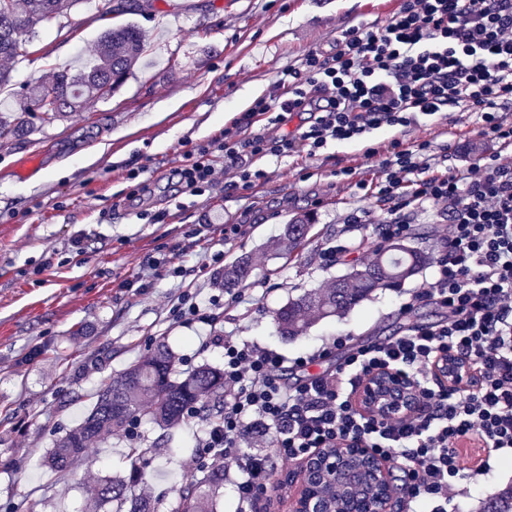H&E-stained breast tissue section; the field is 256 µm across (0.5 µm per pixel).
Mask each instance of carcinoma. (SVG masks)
<instances>
[{"label": "carcinoma", "instance_id": "carcinoma-1", "mask_svg": "<svg viewBox=\"0 0 512 512\" xmlns=\"http://www.w3.org/2000/svg\"><path fill=\"white\" fill-rule=\"evenodd\" d=\"M78 0H0V59L14 60L27 53V46L38 26L66 13ZM146 52L142 29L127 23L105 31L99 41L96 62L74 73L58 72L49 89L29 86L25 99L37 106L53 94L58 106L44 111L43 120L54 121L60 114L75 111L81 98L102 96L104 87L119 88L131 65ZM311 217H297L285 228L283 240L271 246L293 254L306 245ZM371 249L375 258L361 262L325 291H311L291 299L276 312L275 321L283 336L304 335L317 318L340 316L372 293L401 285L430 262V257L411 246L391 248L377 241ZM252 271L249 257H242L224 271V286L232 288L246 280ZM150 399L149 414L154 423L171 429L197 408L211 405L215 412L203 417L205 424L219 415L224 406V372L201 365L181 375L176 357L166 344H159L122 373L106 380L97 392L90 415L75 429L57 440L45 456V466L63 480L83 460L89 445L107 434L121 432L139 421L143 397ZM149 448L128 451L127 478L105 481L97 491L96 505L112 504V512H158L157 502L135 492L143 479L141 459ZM224 484V464L207 465L186 478L169 512H216V490ZM476 512H512V486L489 492Z\"/></svg>", "mask_w": 512, "mask_h": 512}]
</instances>
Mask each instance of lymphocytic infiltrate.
Segmentation results:
<instances>
[{
    "instance_id": "lymphocytic-infiltrate-1",
    "label": "lymphocytic infiltrate",
    "mask_w": 512,
    "mask_h": 512,
    "mask_svg": "<svg viewBox=\"0 0 512 512\" xmlns=\"http://www.w3.org/2000/svg\"><path fill=\"white\" fill-rule=\"evenodd\" d=\"M465 104L476 112L484 136L512 146V125L499 110L512 104V0H403L384 29L346 30L333 54L315 50L257 98L222 135L190 151L173 173L194 196L215 189L219 175L244 184L266 178L254 160L280 154L315 157L331 141L356 142L387 129L390 139L368 148L385 174L359 183L363 196L387 202L375 233L389 240L411 231L410 214L429 203L448 215L445 251L432 279L401 306L446 308V323L409 325L397 336L352 350L334 371L309 374L330 347L289 359L257 343L224 340V410L196 441L205 457L238 470L236 512H257L268 494V458L244 451L254 434L268 435L279 456L300 462L312 453L359 444L395 462L408 478L409 512H456L459 483L487 474L462 462L460 443L512 451V164L482 158L466 168L456 149L448 168L432 173L430 145H405L399 128L421 115ZM299 119L297 133L253 132L256 116ZM467 366L458 378L436 377L443 357ZM304 377L288 384V371ZM395 371L413 381L418 413L367 416L352 394L363 380Z\"/></svg>"
}]
</instances>
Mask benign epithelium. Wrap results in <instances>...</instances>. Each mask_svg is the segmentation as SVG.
Listing matches in <instances>:
<instances>
[{"mask_svg":"<svg viewBox=\"0 0 512 512\" xmlns=\"http://www.w3.org/2000/svg\"><path fill=\"white\" fill-rule=\"evenodd\" d=\"M356 402L364 412L413 414L419 410L418 389L408 381L387 372L371 375L361 386ZM332 475L339 482L360 477L375 491L373 497L349 498L340 505L339 512H387L393 501L394 488L389 482L386 461L371 454L368 449L352 445L331 452L310 455L298 471L302 492L292 512H323L320 502L308 491V482H316L324 475Z\"/></svg>","mask_w":512,"mask_h":512,"instance_id":"7a95c632","label":"benign epithelium"}]
</instances>
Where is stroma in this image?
Returning <instances> with one entry per match:
<instances>
[{
    "label": "stroma",
    "instance_id": "obj_1",
    "mask_svg": "<svg viewBox=\"0 0 512 512\" xmlns=\"http://www.w3.org/2000/svg\"><path fill=\"white\" fill-rule=\"evenodd\" d=\"M100 0H79L67 14L42 25L27 57L7 61L9 91L0 93V115L26 120L28 131L0 135V512H110L90 503L102 480L129 470L123 434L90 445L67 479L58 481L43 459L54 442L91 413L104 379L118 374L157 343H166L181 371L224 366L222 337L270 346L293 358L347 336L349 345L377 342L406 324L434 326L446 309L402 303L433 272L425 267L395 289L374 293L346 314L315 323L306 335H280L276 311L288 300L330 286L367 259L372 227L386 207L360 198V180H379L377 160L356 144H329L316 157L267 156L264 180L204 196L181 190L171 172L186 154L207 144L225 123L274 91L288 68L309 51H333L352 27H385L388 17L370 13L380 0H133L130 11H101ZM132 22L145 35L147 52L122 86L104 98H83L77 111L45 123L23 110L16 92L52 86L57 70H77L97 55L100 35ZM477 114L450 106L399 130L407 143L430 145L432 168L448 164L449 141L472 145L471 161L489 148ZM138 169L149 190L127 198L129 170ZM351 177H341V170ZM368 212L367 227L347 223L351 209ZM147 219H139V212ZM314 213L306 247L293 257H273L267 243L281 237L296 215ZM162 214L151 222V214ZM407 243L438 256L446 222L430 206L415 209ZM238 224L236 238L224 227ZM84 234V252L70 241ZM347 258L325 264L334 241ZM248 256L253 271L240 287L244 298L228 303L224 268ZM158 267H148L150 259ZM197 293L223 311L217 326L200 317L173 318L179 298ZM147 455L145 493L174 501L192 452L200 419L178 429L142 417ZM276 484L260 512H289L300 483L298 464L270 455ZM512 484V455L495 454L492 470L461 487L458 512H474L488 490Z\"/></svg>",
    "mask_w": 512,
    "mask_h": 512
}]
</instances>
